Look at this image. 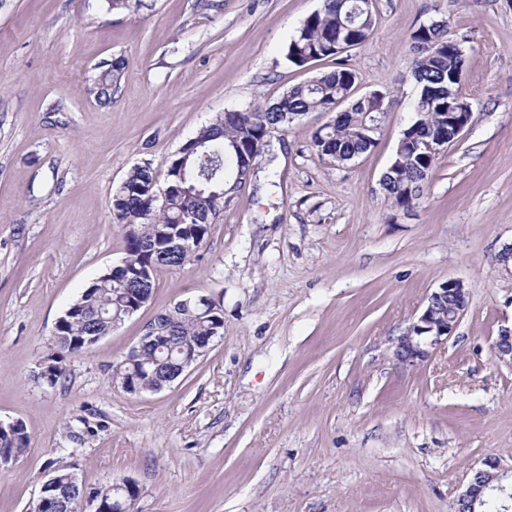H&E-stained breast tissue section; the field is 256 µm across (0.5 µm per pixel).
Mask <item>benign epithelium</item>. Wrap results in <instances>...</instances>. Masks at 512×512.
Returning <instances> with one entry per match:
<instances>
[{"mask_svg": "<svg viewBox=\"0 0 512 512\" xmlns=\"http://www.w3.org/2000/svg\"><path fill=\"white\" fill-rule=\"evenodd\" d=\"M472 113L464 112L452 122L454 136L446 142L427 141L422 146L426 154H439L456 143L468 127ZM453 307H448V301ZM469 290L457 279H449L439 285L427 298V303L416 321L396 339L394 357L406 366L427 362L453 335L459 321L468 308ZM163 316L150 321L144 328L142 339L156 341L165 336ZM495 356L502 362H512V327L499 330L494 344ZM496 493L506 499L512 498V463L489 454L473 471L465 488L455 500L456 512H476V505L489 494Z\"/></svg>", "mask_w": 512, "mask_h": 512, "instance_id": "1", "label": "benign epithelium"}]
</instances>
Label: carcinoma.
<instances>
[{"instance_id": "carcinoma-1", "label": "carcinoma", "mask_w": 512, "mask_h": 512, "mask_svg": "<svg viewBox=\"0 0 512 512\" xmlns=\"http://www.w3.org/2000/svg\"><path fill=\"white\" fill-rule=\"evenodd\" d=\"M376 24L374 10L364 0H323L321 9L306 18L288 43L286 59L303 67L312 61L332 59L336 66L313 79L287 88L275 101L251 104L216 116L199 129L195 142L188 144L175 161L161 167L147 162L126 174L112 195V213L122 227L123 264L103 271L73 303V313L57 321L46 359L52 362L49 384L64 374L63 361L70 355L94 349L108 336L131 302L146 304L162 269L181 268L192 255L165 246L163 231L178 228L204 243L210 226L223 215L225 197L245 183L262 154L251 142L287 130L310 112H333L339 102L348 106L334 123L316 129L312 147L331 161L345 162L370 151L379 135L368 140L360 134L363 124L382 128L389 112V93L379 106L373 96L351 97L356 71L342 54L364 42ZM410 39L414 57L410 72L418 88L415 117L403 131L406 143L394 154L385 170L382 189L393 205L407 208L425 194L439 156L418 150L426 141L448 138V89L457 87L463 75L465 52L453 37L448 21H431L414 30ZM125 69L119 59L101 72L92 92L102 104L112 103V89ZM167 177L170 191L162 208L148 206V195L158 175ZM150 269L151 285L138 283V271ZM224 313L208 314L190 306L171 321L170 337L145 343L135 361L119 363L115 378L122 390L134 395L145 387L156 386L176 372L190 343L208 344L216 328L223 325ZM30 436L19 422L0 430V461L12 463L25 455ZM43 512H80L71 481V471L57 469L52 474ZM140 495L133 485L123 490L108 486L93 492L97 512H134Z\"/></svg>"}]
</instances>
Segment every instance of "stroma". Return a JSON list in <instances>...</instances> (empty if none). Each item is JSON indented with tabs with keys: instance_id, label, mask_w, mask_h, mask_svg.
<instances>
[{
	"instance_id": "35a3bbf8",
	"label": "stroma",
	"mask_w": 512,
	"mask_h": 512,
	"mask_svg": "<svg viewBox=\"0 0 512 512\" xmlns=\"http://www.w3.org/2000/svg\"><path fill=\"white\" fill-rule=\"evenodd\" d=\"M321 4L0 0V421L31 438L0 467V512H31L59 468L89 492L135 480L136 512H452L483 457L512 461V365L493 353L512 325V0H376L348 53L357 96L392 95L375 147L320 156L329 112L274 135L192 259L56 385L39 376L57 320L124 255L111 199L127 172L331 70L285 59ZM444 18L473 116L403 210L380 180L413 117L410 35ZM116 58L103 105L91 88ZM451 278L471 294L455 332L399 364L396 337ZM201 294L223 337L162 391L123 392L113 366L145 325Z\"/></svg>"
}]
</instances>
